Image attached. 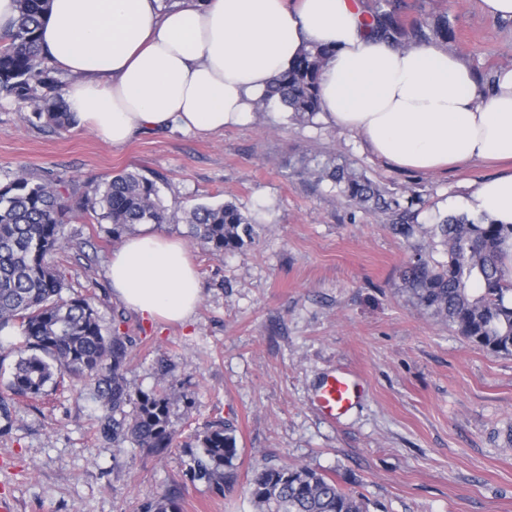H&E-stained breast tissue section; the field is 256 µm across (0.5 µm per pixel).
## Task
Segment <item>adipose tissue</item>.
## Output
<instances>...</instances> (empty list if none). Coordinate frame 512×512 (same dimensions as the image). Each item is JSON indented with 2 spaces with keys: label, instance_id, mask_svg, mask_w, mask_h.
Listing matches in <instances>:
<instances>
[{
  "label": "adipose tissue",
  "instance_id": "1",
  "mask_svg": "<svg viewBox=\"0 0 512 512\" xmlns=\"http://www.w3.org/2000/svg\"><path fill=\"white\" fill-rule=\"evenodd\" d=\"M40 36L74 78L63 98L76 127L116 146L140 131L246 125L302 47L329 45L321 115L378 158L421 172L512 159V70L482 93L455 55L370 36L350 0H51ZM470 206L512 224V172L482 180ZM109 276L148 318L186 321L202 293L185 245L146 227L113 253Z\"/></svg>",
  "mask_w": 512,
  "mask_h": 512
}]
</instances>
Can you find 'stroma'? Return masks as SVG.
Masks as SVG:
<instances>
[{
  "label": "stroma",
  "mask_w": 512,
  "mask_h": 512,
  "mask_svg": "<svg viewBox=\"0 0 512 512\" xmlns=\"http://www.w3.org/2000/svg\"><path fill=\"white\" fill-rule=\"evenodd\" d=\"M404 28L450 19L456 55L479 82L512 70V20L482 0H392ZM332 156L397 196L420 194L418 221L467 214L478 183L506 168L475 162L433 173L400 169L355 134L281 106L245 126L202 137L142 132L121 147L84 129L54 132L0 99V180L17 171L63 178L89 192L139 169L168 209L158 233L180 240L203 289L185 323L150 321L116 297L107 272L119 243L109 223L68 221L65 295L96 294L105 332L126 336L124 376L135 393L167 381L179 394L169 427L178 444L157 454L101 434V401L81 381L48 387L0 418V497L14 512H141L169 491L182 512H256L246 486L256 466L299 463L361 494L368 512H512V355L479 349L421 311L400 273L441 246L395 236L377 214L349 205L331 182L302 174L303 156ZM235 203L251 244L219 253L195 242L176 203ZM337 369L365 393L347 414L317 410L320 378ZM229 426L238 479L215 493L189 474L195 433Z\"/></svg>",
  "instance_id": "obj_1"
}]
</instances>
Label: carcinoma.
I'll return each mask as SVG.
<instances>
[{
    "mask_svg": "<svg viewBox=\"0 0 512 512\" xmlns=\"http://www.w3.org/2000/svg\"><path fill=\"white\" fill-rule=\"evenodd\" d=\"M17 17L8 43L0 47V99L33 103L32 115L58 130L72 126L62 97L63 82L45 66L39 30L50 0H16ZM390 0H374L366 27L370 33L402 44L446 43L453 35L447 16L433 23L417 22L405 30L389 9ZM330 46L303 49L291 67L278 75L257 102H276L301 120L321 111L319 77ZM315 183L324 181L350 203L385 215L393 234L405 240L416 232L412 211L420 197L407 204L373 182L351 163L336 157L302 159ZM76 212L112 224V237L135 224H164L167 208L157 183L137 170L113 176L93 194L78 200L61 178L35 180L19 174L0 184V331L18 326L22 342L7 389L0 392V414L8 417L18 398L37 399L46 388L70 375L91 387L107 410L103 432L127 437L141 448L162 452L173 447L169 428L172 389L132 394L123 376L126 337L103 331L90 297H64L65 275L59 255L66 249L64 225ZM191 237L214 252L242 248L253 237V224L239 208L197 204L182 209ZM440 239L446 259L421 254L401 272L402 288L422 311L494 354L512 355V276L504 267L512 226L482 218L445 216L428 229ZM135 403L132 412L125 406ZM187 445L191 476L222 493L236 481L235 436L222 424L198 433ZM248 494L257 512H367L364 499L342 488L336 479L303 465L264 466L254 471ZM142 512H180L178 500L163 494L142 506Z\"/></svg>",
    "mask_w": 512,
    "mask_h": 512,
    "instance_id": "obj_1",
    "label": "carcinoma"
}]
</instances>
